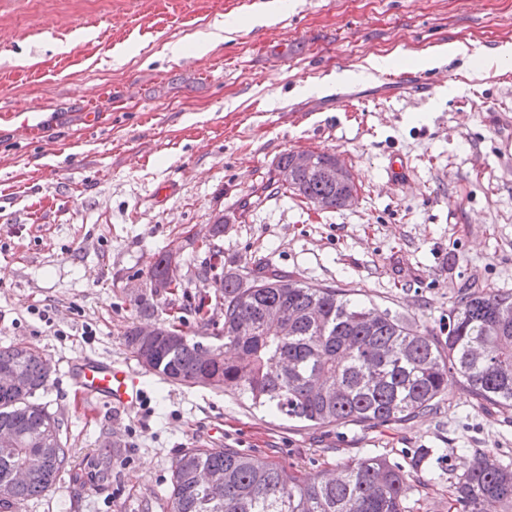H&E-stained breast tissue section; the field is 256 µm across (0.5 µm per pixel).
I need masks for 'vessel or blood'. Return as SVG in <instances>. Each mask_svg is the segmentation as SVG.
I'll list each match as a JSON object with an SVG mask.
<instances>
[{"mask_svg":"<svg viewBox=\"0 0 512 512\" xmlns=\"http://www.w3.org/2000/svg\"><path fill=\"white\" fill-rule=\"evenodd\" d=\"M72 382L82 400L117 411H131L144 400V383L130 365L84 356L72 364Z\"/></svg>","mask_w":512,"mask_h":512,"instance_id":"b4317fda","label":"vessel or blood"}]
</instances>
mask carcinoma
<instances>
[{
    "label": "carcinoma",
    "instance_id": "carcinoma-1",
    "mask_svg": "<svg viewBox=\"0 0 512 512\" xmlns=\"http://www.w3.org/2000/svg\"><path fill=\"white\" fill-rule=\"evenodd\" d=\"M313 167L296 175L291 192L322 211L344 207L355 183L340 187L326 172L336 155L313 153ZM149 279L176 291L181 283L162 252ZM218 291L224 307V343L211 357L203 343L174 323L159 327L149 346L130 329L125 344L135 359L165 379L209 386L248 397L305 426L387 424L429 412L448 391V377L466 383L474 397L512 408V292L471 291L448 317L444 343L423 324L390 314L379 322L349 294L304 285L259 265L246 275L225 273ZM278 309L293 319L281 336L265 323ZM20 367L22 387L0 386V428L11 429L16 448L0 450V512L49 491L70 463L59 420L34 400L49 380L44 358L26 347L0 348V368ZM29 466V477L14 471ZM112 475L111 451L96 457L89 480ZM410 474L381 456L336 465V473L302 478L277 462L236 448H186L171 479L170 512H405ZM460 512H482L494 499L512 512V468L478 453L453 482Z\"/></svg>",
    "mask_w": 512,
    "mask_h": 512
}]
</instances>
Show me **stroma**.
Masks as SVG:
<instances>
[{
    "label": "stroma",
    "instance_id": "35a3bbf8",
    "mask_svg": "<svg viewBox=\"0 0 512 512\" xmlns=\"http://www.w3.org/2000/svg\"><path fill=\"white\" fill-rule=\"evenodd\" d=\"M258 2L0 0V347L51 361L38 400L71 450L19 512H169L187 448H237L304 478L382 456L411 474L406 512H454L453 477L475 451L512 467V408L478 403L455 377L434 411L375 426L304 427L149 371L130 413L79 402L71 362L129 358L126 332L175 305L137 307L160 252L182 247L186 302L215 295L200 243L219 218L225 270L262 263L332 286L439 341L464 289L512 291V61L416 65L448 42L512 43V0H275L276 21L253 28ZM373 55L392 56L390 70L307 90ZM308 150L340 156L355 205L260 192L282 154ZM396 155L407 170L392 183ZM107 444L111 479H75Z\"/></svg>",
    "mask_w": 512,
    "mask_h": 512
}]
</instances>
